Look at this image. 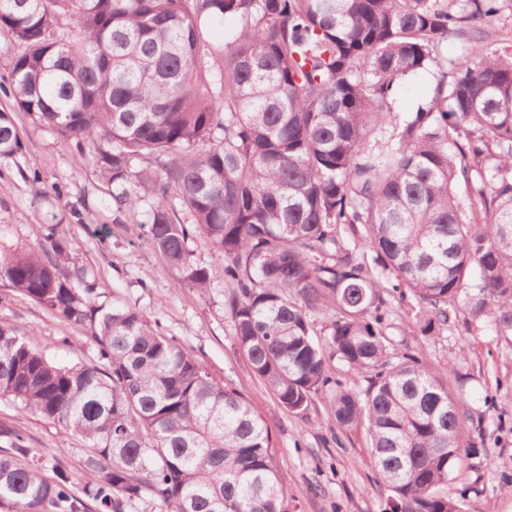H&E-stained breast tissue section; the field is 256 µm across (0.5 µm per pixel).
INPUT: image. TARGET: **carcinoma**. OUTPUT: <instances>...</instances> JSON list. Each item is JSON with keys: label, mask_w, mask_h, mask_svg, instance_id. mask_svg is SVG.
I'll use <instances>...</instances> for the list:
<instances>
[{"label": "carcinoma", "mask_w": 512, "mask_h": 512, "mask_svg": "<svg viewBox=\"0 0 512 512\" xmlns=\"http://www.w3.org/2000/svg\"><path fill=\"white\" fill-rule=\"evenodd\" d=\"M500 0H0L15 44V109L88 147L122 215L205 290L200 240L224 257L234 342L289 413L322 398L362 427L392 512H467L442 492L464 415L423 347L387 334L385 296L410 333L464 319L512 336V52L487 45ZM233 18L230 42L207 25ZM475 32L426 106L393 89L444 67L448 35ZM24 149L0 112V158ZM146 161L141 166L139 162ZM467 187L466 198L456 185ZM176 196L187 212L171 216ZM59 224L33 247L0 240V283L87 330L89 364L49 357L0 324V402L87 443L78 480L0 423V512H288L272 434L236 389L142 311L101 300ZM329 315L317 337L311 314ZM337 361L366 382L349 388Z\"/></svg>", "instance_id": "1"}]
</instances>
